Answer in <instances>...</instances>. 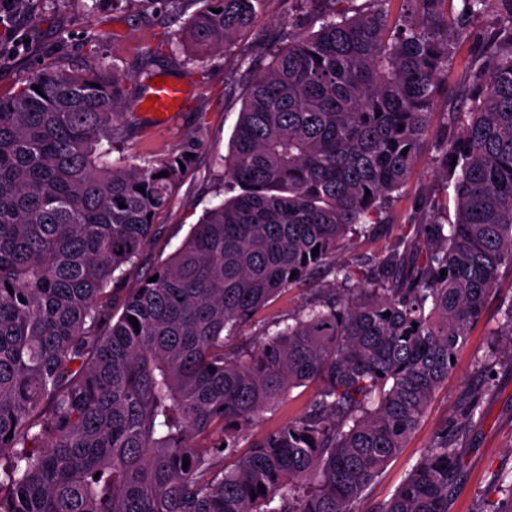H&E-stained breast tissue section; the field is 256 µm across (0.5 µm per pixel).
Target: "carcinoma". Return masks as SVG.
<instances>
[{"label":"carcinoma","mask_w":512,"mask_h":512,"mask_svg":"<svg viewBox=\"0 0 512 512\" xmlns=\"http://www.w3.org/2000/svg\"><path fill=\"white\" fill-rule=\"evenodd\" d=\"M324 2L318 30L251 71L225 159L240 192L118 307L198 141L110 160L129 101L102 62L44 68L0 96V512H358L419 425L512 270V0H497L491 56L466 61L475 80L447 115L453 193L355 265L338 251L388 223L455 45L477 37L489 0H458L440 25L447 0H404L395 18ZM254 20L252 0H204L174 46L223 51ZM329 264L332 287L259 319ZM250 323L252 341L235 343ZM309 384L302 414L239 453L242 429ZM481 417L475 392L462 423ZM457 431L437 433L380 512H448Z\"/></svg>","instance_id":"obj_1"}]
</instances>
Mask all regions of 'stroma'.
<instances>
[{
	"label": "stroma",
	"mask_w": 512,
	"mask_h": 512,
	"mask_svg": "<svg viewBox=\"0 0 512 512\" xmlns=\"http://www.w3.org/2000/svg\"><path fill=\"white\" fill-rule=\"evenodd\" d=\"M201 7V0H183L179 12L166 13L154 0H14L12 22L0 26V94L14 92L39 68L72 69L98 60L123 76L126 92L133 98L147 72L181 83L189 93L183 109L162 125L154 123L135 99L129 110L136 132L124 141L127 156L139 161L161 158L177 151L189 137L198 138L201 147L171 203L157 216L159 232L145 246L140 265L128 270L123 283L128 290L138 286L146 268L160 264L181 245L192 224L216 203L220 185L230 184L224 160L247 96L250 66L267 64L287 45L290 33L320 26L304 0H256L254 27L239 34L229 49L195 62L186 52L171 53L168 41L183 32ZM486 50L476 39L459 45L432 100L427 146L391 201L387 224L354 239L342 261L357 262L393 242L399 226L414 216L420 204L446 192L436 139L456 105L452 90L468 79L464 60ZM332 280L329 268L319 269L304 284L272 301L263 318L287 317ZM511 303L512 270L506 268L460 350L455 370L401 454L384 469L361 505L363 512H376L392 496L434 436L459 419L462 405L476 390L481 393L483 416L457 438L465 475L448 512H491L505 505L499 477L512 472V360L506 355L512 336L501 333L500 327L502 312ZM492 355L498 358L496 375L486 389H478L482 363ZM315 393L312 386L294 389L263 412L247 428V436H258L298 416Z\"/></svg>",
	"instance_id": "35a3bbf8"
}]
</instances>
